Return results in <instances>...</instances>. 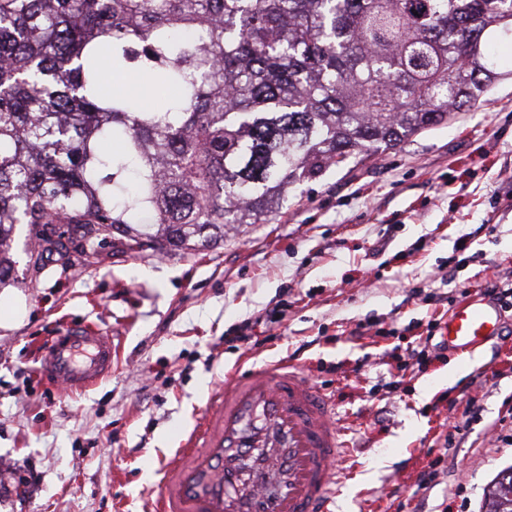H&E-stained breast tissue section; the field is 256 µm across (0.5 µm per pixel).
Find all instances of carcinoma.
<instances>
[{
    "label": "carcinoma",
    "mask_w": 512,
    "mask_h": 512,
    "mask_svg": "<svg viewBox=\"0 0 512 512\" xmlns=\"http://www.w3.org/2000/svg\"><path fill=\"white\" fill-rule=\"evenodd\" d=\"M492 31L512 41V0H0V288L18 224L37 272L67 234L97 260L116 233L165 253L266 223L287 187L475 103L503 76ZM128 68L161 111L106 90ZM488 496L512 512V468Z\"/></svg>",
    "instance_id": "obj_1"
}]
</instances>
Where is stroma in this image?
<instances>
[{
    "instance_id": "stroma-1",
    "label": "stroma",
    "mask_w": 512,
    "mask_h": 512,
    "mask_svg": "<svg viewBox=\"0 0 512 512\" xmlns=\"http://www.w3.org/2000/svg\"><path fill=\"white\" fill-rule=\"evenodd\" d=\"M500 64L506 77L447 124L288 189L268 223L226 227L208 251L130 253L111 239L86 265L67 238L34 277L35 229L18 225L15 283L0 288V512H147L211 389L240 361L282 359L344 422L334 512H482L512 468V307L475 351H435L390 381L428 321L512 277V47ZM273 306L283 319L262 323ZM247 323L259 339L248 352L232 342ZM66 324L117 347L111 375L81 393L37 374Z\"/></svg>"
}]
</instances>
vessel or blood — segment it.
<instances>
[{
  "label": "vessel or blood",
  "instance_id": "1",
  "mask_svg": "<svg viewBox=\"0 0 512 512\" xmlns=\"http://www.w3.org/2000/svg\"><path fill=\"white\" fill-rule=\"evenodd\" d=\"M496 308L460 300L443 326L468 349L498 333ZM112 371V338L65 326L46 349L39 377L84 391ZM335 408L282 362L234 373L209 394L197 426L159 482L150 512H328L332 472L345 443Z\"/></svg>",
  "mask_w": 512,
  "mask_h": 512
}]
</instances>
